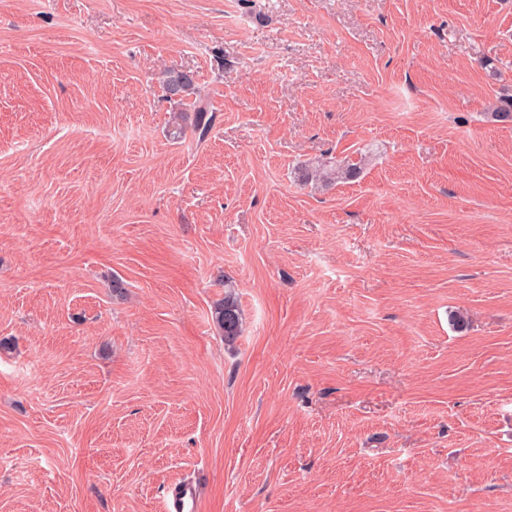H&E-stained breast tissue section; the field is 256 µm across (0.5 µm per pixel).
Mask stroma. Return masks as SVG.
Masks as SVG:
<instances>
[{"instance_id": "1", "label": "stroma", "mask_w": 512, "mask_h": 512, "mask_svg": "<svg viewBox=\"0 0 512 512\" xmlns=\"http://www.w3.org/2000/svg\"><path fill=\"white\" fill-rule=\"evenodd\" d=\"M509 95L512 0H0V512H512ZM160 82L171 101L182 104L184 100L191 97L201 96L196 77L175 67L164 70L160 77ZM359 174L356 164H347L343 167H332L325 164H317L306 169L303 174L305 182L315 181L325 187L340 179H353ZM213 321L224 336V341L233 343L243 330L242 313L235 295L228 291L224 302L214 310ZM200 497V487L193 481L177 483L167 492L166 512H194Z\"/></svg>"}]
</instances>
